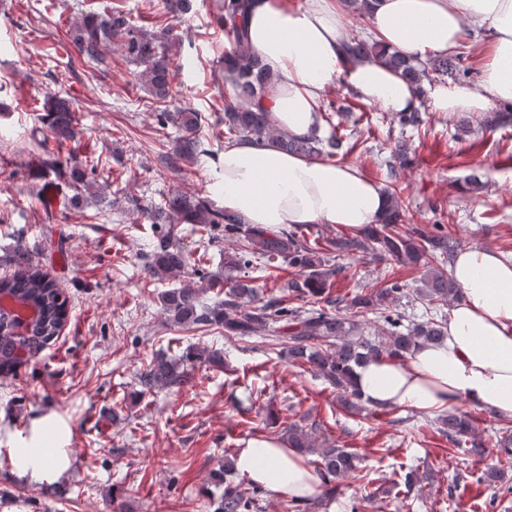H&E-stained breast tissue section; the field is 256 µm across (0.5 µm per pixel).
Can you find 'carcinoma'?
<instances>
[{
    "mask_svg": "<svg viewBox=\"0 0 512 512\" xmlns=\"http://www.w3.org/2000/svg\"><path fill=\"white\" fill-rule=\"evenodd\" d=\"M247 0H224L217 22L232 34L235 41V64L224 71L225 81L234 89V96L224 101V114L216 121L220 129L216 138L227 141L249 139L263 142L286 152L308 158L332 159L341 154L345 137L332 132L329 137L311 135L293 138L276 130L268 112L258 100L272 81L259 58L244 45L245 7ZM69 38L82 63L103 65L120 54L127 62L139 67L135 79L151 99L157 124L165 129H177L175 151L171 164L190 162L207 153L203 128L205 118L188 107L170 111L167 107L173 80L170 48L178 39L175 27L166 24L158 31L134 25L128 13L118 8L103 13H90L71 25ZM351 53L358 57H377L400 73L408 82L417 84L434 72L439 77L456 79L460 74L459 57L436 56L423 64L399 52L385 54L377 44L365 39H354ZM39 122L48 129L54 142L62 145L74 141L79 134L75 111L71 102L61 93L43 98ZM512 124V113L494 109L481 116V127L493 132ZM44 156L37 161L36 177L63 195L69 204L83 192L96 186L95 175L100 160L84 155L64 157L49 149L48 141L41 143ZM388 193L392 210L380 224L359 234H344L331 241L341 254L369 253L378 260L392 259L405 267L425 268L422 287L416 289L421 300L438 310L458 300L461 288L448 276L458 247L436 226V232L427 234L417 226H403L404 206L397 189ZM152 224H169L147 273L158 282L180 279L187 274L189 257L180 239L174 233V224L191 225L190 234L197 243L210 244L214 232L224 229V239L234 247L224 252V274H209L200 284H183L168 288L160 295L165 319L175 326H199L224 329V335L251 338L266 335L265 344L277 356L290 363L310 366L317 377L331 386L340 402L349 411L365 409L364 402L354 386L355 368L377 359H404L424 344H441L446 323L433 317L418 323L403 324L396 310L397 302L408 294L406 285L391 282L382 288L355 293L346 304L328 299L331 278L338 268L329 263L325 252L313 247L298 232L299 226L269 230L260 225L245 224L240 216L215 208L205 198L181 190L171 191L164 204L145 211ZM284 259L298 270V277L284 284V295L263 299L254 278L248 270L263 263ZM12 275L0 279V290L5 291L16 304L31 306L36 318L22 334L15 331L13 311L0 307V374L12 373L23 359L39 355L45 345L61 331L66 323L68 306L64 291L48 273L39 268L33 249L18 240L9 259ZM214 291L224 298L208 304L206 293ZM305 299L313 304L309 309L288 306V296ZM325 303L323 307L315 304ZM185 374L177 362L164 356L156 357L140 376L143 393L179 386ZM440 431L454 444L464 443L466 454L476 462L485 458L488 448L476 432L473 419L467 414L448 413L438 416ZM495 443L496 465L484 468L476 477L479 484L495 486L504 483L507 469L512 468V426L499 430ZM281 439L302 457L315 456L316 472L324 484L321 497L293 499V512H319L325 499L339 491L341 482L351 478L361 482L364 496L373 498L357 465L358 456L347 448H338L329 439H318L316 425L306 428L290 422L282 429ZM224 490L214 501V512H257L260 508V486L244 489L224 479Z\"/></svg>",
    "mask_w": 512,
    "mask_h": 512,
    "instance_id": "cac0c4a2",
    "label": "carcinoma"
}]
</instances>
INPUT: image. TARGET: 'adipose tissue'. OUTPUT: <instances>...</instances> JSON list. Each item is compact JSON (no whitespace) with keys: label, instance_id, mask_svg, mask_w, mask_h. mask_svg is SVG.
I'll use <instances>...</instances> for the list:
<instances>
[{"label":"adipose tissue","instance_id":"1","mask_svg":"<svg viewBox=\"0 0 512 512\" xmlns=\"http://www.w3.org/2000/svg\"><path fill=\"white\" fill-rule=\"evenodd\" d=\"M370 23L381 47L418 57L482 37L478 87H414L377 59L352 57L343 0H249L246 43L273 78L262 103L275 128L297 138L319 131L322 100L334 86L396 114L428 107L478 116L512 105V0H377ZM210 179L225 211L275 230L333 224L354 232L379 223L390 208L382 187L355 165L251 141L225 145L211 160ZM452 276L462 295L448 313L445 341L357 368L355 385L367 405L427 415L475 405L512 418V262L469 246L457 254ZM235 467L276 498L321 490L317 472L282 441L248 439Z\"/></svg>","mask_w":512,"mask_h":512}]
</instances>
